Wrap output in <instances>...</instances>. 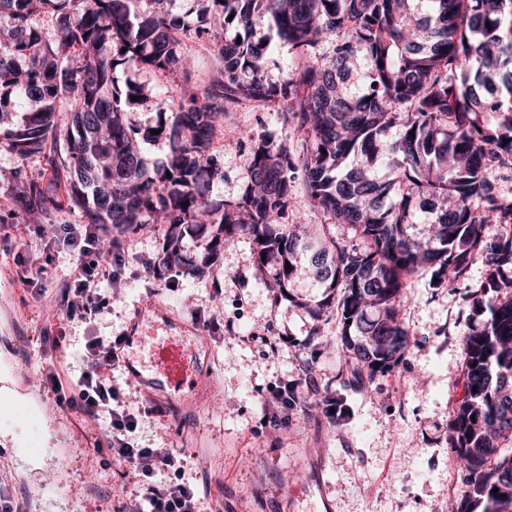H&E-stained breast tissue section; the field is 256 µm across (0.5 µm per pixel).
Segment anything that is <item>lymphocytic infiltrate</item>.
I'll return each mask as SVG.
<instances>
[{"mask_svg": "<svg viewBox=\"0 0 512 512\" xmlns=\"http://www.w3.org/2000/svg\"><path fill=\"white\" fill-rule=\"evenodd\" d=\"M108 224H60L53 244L71 258V270L61 291V307L70 322L95 320L106 303L104 286L117 285L120 273L103 266L100 242L111 236ZM121 337L95 336L86 341L81 364L68 377L54 368L42 371V385L50 389L59 407L100 423L103 440L98 450L128 464L138 493L130 512H201L198 489L188 483L164 480L167 472L182 469L181 452L175 448H145L135 445L131 435L140 421L158 414V407L141 404L130 410L114 381L120 372Z\"/></svg>", "mask_w": 512, "mask_h": 512, "instance_id": "1", "label": "lymphocytic infiltrate"}]
</instances>
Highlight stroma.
<instances>
[{
    "label": "stroma",
    "mask_w": 512,
    "mask_h": 512,
    "mask_svg": "<svg viewBox=\"0 0 512 512\" xmlns=\"http://www.w3.org/2000/svg\"><path fill=\"white\" fill-rule=\"evenodd\" d=\"M276 107L248 103L228 112L212 151L224 168L223 198H239L247 185L249 136L279 130ZM17 164L0 139V379L36 412L24 433L42 450L35 457L0 458V492L23 512H103L128 503L134 486L126 463L100 455L95 422L57 408L41 394V339L65 326L73 349L56 365L77 364L88 337L124 335L143 304L165 306L179 322L196 325L210 353L212 394L201 403L167 405L145 419L136 443L177 448L186 459L182 479L208 484L204 512H455L463 487L448 451V419L463 396V338L468 310L460 293L428 287L414 276L403 295L400 318L413 343L400 365L365 390L343 387L351 368L337 351L341 326L333 313L312 318L304 308L277 298L254 262L248 240L237 241L202 272H149L162 251L167 227L150 224L125 247L121 284L112 304L92 324H63L60 289L67 256L45 271L26 255L41 242L14 199L8 173ZM292 224H322L345 244L349 227L309 207L296 185L288 207ZM279 336L277 351L260 336ZM311 373H304V364ZM309 375L303 395L336 399L345 410L335 424L322 411L298 410L272 428L262 402L283 379Z\"/></svg>",
    "instance_id": "35a3bbf8"
}]
</instances>
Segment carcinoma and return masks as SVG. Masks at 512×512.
Segmentation results:
<instances>
[{
    "mask_svg": "<svg viewBox=\"0 0 512 512\" xmlns=\"http://www.w3.org/2000/svg\"><path fill=\"white\" fill-rule=\"evenodd\" d=\"M171 2L0 0L10 21L0 27V123L32 103L3 131L24 212L59 206L57 190L29 179L25 163L57 153L58 102L69 96L60 157L71 172L67 200L87 223L125 238L168 225L162 264L187 230L213 233L205 264L248 238L257 265L274 270L277 297L291 299L301 276L323 289L299 306L339 317L338 347L352 365L343 386L357 390L410 348L399 319L407 279L424 271L430 286L453 292L482 258L484 281L463 294L471 327L448 448L464 464L457 512H512V231H503L512 196L491 180L512 182V0H194L196 28ZM41 13L51 30L35 24ZM200 33L218 60L202 84L180 52ZM277 42L304 66L273 81L265 66ZM132 62L177 67L176 93L119 84L116 72ZM244 101L278 103L301 143L294 150L273 133L252 140L247 186L229 201L217 193L224 169L212 138ZM134 109L156 112L158 123L135 129ZM154 140L168 151L151 165L142 144ZM298 179L310 206L351 226L360 243L284 222Z\"/></svg>",
    "mask_w": 512,
    "mask_h": 512,
    "instance_id": "cac0c4a2",
    "label": "carcinoma"
}]
</instances>
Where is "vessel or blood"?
Listing matches in <instances>:
<instances>
[{"mask_svg":"<svg viewBox=\"0 0 512 512\" xmlns=\"http://www.w3.org/2000/svg\"><path fill=\"white\" fill-rule=\"evenodd\" d=\"M164 308L155 302L140 309L122 341L124 367L147 399L160 404L195 390L207 372L203 360L189 342L194 330L189 326L168 327L166 335L148 339L145 325L151 317H165Z\"/></svg>","mask_w":512,"mask_h":512,"instance_id":"vessel-or-blood-1","label":"vessel or blood"}]
</instances>
